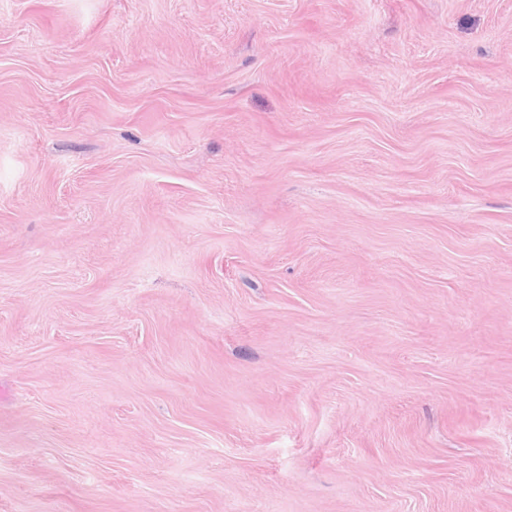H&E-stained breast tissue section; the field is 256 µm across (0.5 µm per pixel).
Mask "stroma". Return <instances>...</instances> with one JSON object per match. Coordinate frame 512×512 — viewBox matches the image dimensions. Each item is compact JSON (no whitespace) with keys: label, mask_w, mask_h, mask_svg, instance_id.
Listing matches in <instances>:
<instances>
[{"label":"stroma","mask_w":512,"mask_h":512,"mask_svg":"<svg viewBox=\"0 0 512 512\" xmlns=\"http://www.w3.org/2000/svg\"><path fill=\"white\" fill-rule=\"evenodd\" d=\"M0 512H512V0H0Z\"/></svg>","instance_id":"obj_1"}]
</instances>
